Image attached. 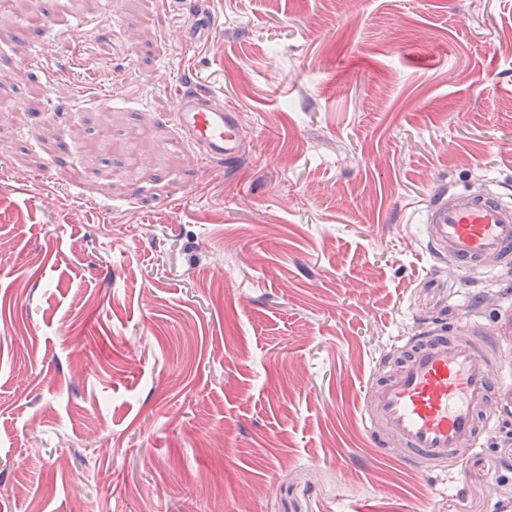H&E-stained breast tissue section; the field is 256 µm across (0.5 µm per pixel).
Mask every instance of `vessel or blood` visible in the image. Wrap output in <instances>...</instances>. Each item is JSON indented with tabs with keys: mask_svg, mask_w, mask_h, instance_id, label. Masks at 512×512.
<instances>
[{
	"mask_svg": "<svg viewBox=\"0 0 512 512\" xmlns=\"http://www.w3.org/2000/svg\"><path fill=\"white\" fill-rule=\"evenodd\" d=\"M215 27L197 13L184 29L198 41ZM211 88L180 91L172 121L206 162L229 164L245 131L237 111L215 101ZM428 236L458 272L512 265V201L491 191L443 192L427 206ZM495 337L476 324L436 327L383 362L370 388L366 428L377 443L396 439L400 457L427 468L462 458L489 431V405L512 412V372Z\"/></svg>",
	"mask_w": 512,
	"mask_h": 512,
	"instance_id": "vessel-or-blood-1",
	"label": "vessel or blood"
}]
</instances>
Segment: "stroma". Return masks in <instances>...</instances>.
Returning <instances> with one entry per match:
<instances>
[{
    "mask_svg": "<svg viewBox=\"0 0 512 512\" xmlns=\"http://www.w3.org/2000/svg\"><path fill=\"white\" fill-rule=\"evenodd\" d=\"M26 2L49 28L0 0V512H512V422L433 470L363 427L381 360L512 311V267L449 276L425 224L450 187L512 196V0ZM190 85L239 113L235 167L180 143ZM214 27V19L203 12H199L185 26L184 37L190 42L199 41L207 37Z\"/></svg>",
    "mask_w": 512,
    "mask_h": 512,
    "instance_id": "35a3bbf8",
    "label": "stroma"
}]
</instances>
